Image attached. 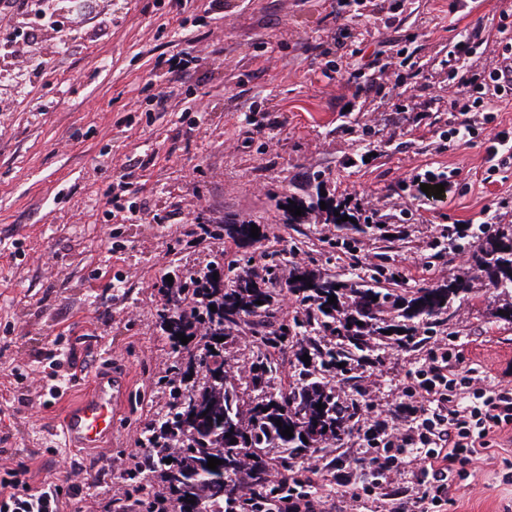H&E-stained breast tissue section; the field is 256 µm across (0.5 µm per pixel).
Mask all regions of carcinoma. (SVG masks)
Here are the masks:
<instances>
[{"instance_id": "1", "label": "carcinoma", "mask_w": 512, "mask_h": 512, "mask_svg": "<svg viewBox=\"0 0 512 512\" xmlns=\"http://www.w3.org/2000/svg\"><path fill=\"white\" fill-rule=\"evenodd\" d=\"M325 202L327 208L320 207ZM304 209L288 213V222L301 232L308 216L339 231L366 232L380 222L364 216L356 203L335 195H289ZM340 216H335L334 212ZM348 216L350 220L339 221ZM251 224L227 221L210 226V235L226 234L243 247L256 242ZM448 239L473 244L474 274L437 280L426 287L401 288L398 272L388 258L355 277L331 274L308 266L292 265L288 291L296 296L298 310L286 323L274 316L275 286L279 262L276 253L264 255L260 266L243 254L222 266L218 277L210 269L188 282L187 296L195 311L164 317L171 351L177 354L180 385L170 390L168 410L152 431L144 435L147 447L156 449L154 471L166 484L174 512H218L224 500H235L248 512L240 487L271 501L305 489L304 460L315 452H329L328 442L351 436L353 406L341 402L339 388L360 384L361 370L380 362L379 351L410 352L425 346V333L452 324L457 308L478 298L492 316L512 322V224L492 232L484 225L448 230ZM336 302L328 303L329 296ZM216 311H211L210 306ZM505 314H499V311ZM204 323L208 334L204 353L183 358L189 346L177 334L193 338L192 324ZM246 326L258 353L244 376L232 375L224 362V350L239 329ZM404 333H398V330ZM309 355L310 364L301 360ZM288 362L291 379L279 380L278 358ZM345 367H339L340 363ZM202 374L201 385L187 377ZM324 408L319 410L317 405ZM282 425H277L276 421ZM291 428L288 438L281 431ZM236 443H231V440ZM279 455L270 456V449ZM172 458L167 463L165 459ZM222 461L216 469L208 458ZM274 462L286 480L273 485L267 463Z\"/></svg>"}]
</instances>
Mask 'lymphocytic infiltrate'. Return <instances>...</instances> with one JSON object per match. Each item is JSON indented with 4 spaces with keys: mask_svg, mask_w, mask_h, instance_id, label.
<instances>
[{
    "mask_svg": "<svg viewBox=\"0 0 512 512\" xmlns=\"http://www.w3.org/2000/svg\"><path fill=\"white\" fill-rule=\"evenodd\" d=\"M452 111L460 121L448 125L447 144H471L478 124L497 120L499 101L512 94V54L502 53L483 69L450 68ZM376 372L363 377L354 392L340 396L360 409L353 436L364 464L360 485L348 501L349 512H448L455 482L475 477L477 463L494 449L512 446V387L477 364H464L457 345L434 338L414 371L381 395ZM304 494L277 508L258 512H325L318 489L326 476L319 456L306 463ZM67 470L52 472L41 486L18 480L16 471L0 473V512H60V486Z\"/></svg>",
    "mask_w": 512,
    "mask_h": 512,
    "instance_id": "lymphocytic-infiltrate-1",
    "label": "lymphocytic infiltrate"
}]
</instances>
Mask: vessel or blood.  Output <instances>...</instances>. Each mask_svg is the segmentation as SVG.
I'll list each match as a JSON object with an SVG mask.
<instances>
[{
	"instance_id": "1",
	"label": "vessel or blood",
	"mask_w": 512,
	"mask_h": 512,
	"mask_svg": "<svg viewBox=\"0 0 512 512\" xmlns=\"http://www.w3.org/2000/svg\"><path fill=\"white\" fill-rule=\"evenodd\" d=\"M128 395L124 374L109 371L99 376L91 396L68 415L61 431L66 448H96L112 434L115 411Z\"/></svg>"
}]
</instances>
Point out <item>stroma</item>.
Listing matches in <instances>:
<instances>
[{
    "label": "stroma",
    "mask_w": 512,
    "mask_h": 512,
    "mask_svg": "<svg viewBox=\"0 0 512 512\" xmlns=\"http://www.w3.org/2000/svg\"><path fill=\"white\" fill-rule=\"evenodd\" d=\"M394 3L370 0L390 25L352 40L369 55L392 39L417 61L384 79L403 92L400 112L383 89L353 98L346 69L357 60L335 52L333 0H98L95 14L62 8L35 40L0 47V449L9 467H26L27 482L40 485L67 458L106 467L164 414L174 358L161 329L169 297L155 283L186 281L222 251L218 237L195 243L198 223L262 220L267 234L252 253L278 252L285 272L296 261L347 268L335 232L293 250L279 206L321 178L404 228L388 245L360 238L362 254L417 257L422 287L437 271H468L443 231L512 201V170L484 183L481 140L440 150L448 43L484 25L489 43L471 63H494V17L512 0H480L455 16L449 0ZM181 49L192 63L171 68ZM368 144L376 155L363 164ZM443 166L457 176L442 196L426 195L414 176ZM448 333L465 363L498 374L512 364V324L484 303L461 307ZM107 363L129 377L131 397L110 442L70 454L52 431ZM57 384L62 394H52ZM477 472L452 491L450 512L512 503L495 465Z\"/></svg>",
    "instance_id": "obj_1"
}]
</instances>
